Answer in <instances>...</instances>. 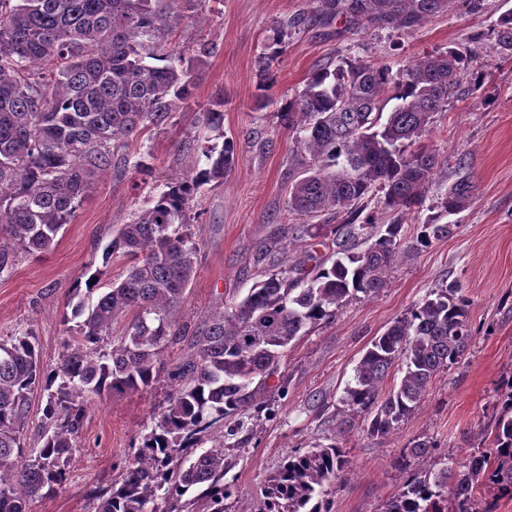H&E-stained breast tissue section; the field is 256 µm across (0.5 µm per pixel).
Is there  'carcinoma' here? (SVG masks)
I'll return each instance as SVG.
<instances>
[{
	"label": "carcinoma",
	"instance_id": "cac0c4a2",
	"mask_svg": "<svg viewBox=\"0 0 512 512\" xmlns=\"http://www.w3.org/2000/svg\"><path fill=\"white\" fill-rule=\"evenodd\" d=\"M448 2L318 0V7L323 20L343 18L351 28H410ZM183 21L167 0H0V273L20 254L51 251L93 179L117 157L128 162L122 149L193 98L200 62L214 47L165 49ZM497 37L511 52L512 13ZM283 43V30L274 31L260 71L270 70ZM472 63V54L450 48L396 71L359 59L315 67L279 113L296 134L300 168L287 207L294 217L338 221L302 226L310 237L332 239L335 259L310 270L303 261L273 264L241 301L226 308L219 299L191 331L177 317L196 272L191 203L232 170L236 155L229 139L219 150L186 139L182 150L201 152L208 166L168 183L152 206L120 225L102 268L71 288L76 303L63 322L76 324L60 364L41 363L30 332L0 341V512H28L30 499L64 487L91 399L143 390L164 375L172 388L166 406L120 481L92 494L96 512H226L234 484L224 482L231 466L224 444L186 459L183 442L205 423L263 404L267 379L307 329L349 300L380 292L399 260L451 233L440 220L470 205L475 186L465 176L429 208L416 236L401 229L424 207L438 166L424 140ZM202 120L222 128L224 101L212 102ZM371 203L393 220L379 224L371 213L356 223ZM117 253L128 261L126 275L100 293L102 270ZM468 308L459 289L440 288L371 340L342 398L369 433L386 435L417 412L433 380L460 362L473 338ZM118 322L125 330L114 337ZM187 336L195 357L168 369L165 353ZM393 371L399 381L384 392ZM40 387L47 391L43 444L27 451L30 397ZM347 464L339 439L287 452L261 491L259 512H330L328 496ZM191 490L197 495L184 499ZM505 496L512 498V375L477 452L458 466L434 462L410 474L382 512H496Z\"/></svg>",
	"mask_w": 512,
	"mask_h": 512
}]
</instances>
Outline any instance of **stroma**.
Returning <instances> with one entry per match:
<instances>
[{
  "mask_svg": "<svg viewBox=\"0 0 512 512\" xmlns=\"http://www.w3.org/2000/svg\"><path fill=\"white\" fill-rule=\"evenodd\" d=\"M188 24L170 41L192 50L215 45L202 65L190 108L160 129L144 132L138 153H150L151 175L112 166L88 189L57 245L39 258L18 256L0 274V338L30 331L44 365L56 367L68 338L62 322L68 296L86 280L119 225L129 223L196 159L178 145L200 129V111L223 100L224 125L210 141L232 139L238 162L195 200L192 230L199 241L196 274L180 308L196 326L217 301L243 298L271 261L325 253L319 240L297 233L288 215V182L297 168L295 136L278 113L302 91L316 64L363 59L399 68L431 51L465 46L479 56L480 90L449 98L426 146L439 159L429 188L435 202L459 177V163L477 186L471 205L448 216L449 236L399 261L387 288L348 302L311 328L287 353L261 409L249 410L227 454L226 481L238 495L231 512H254L256 497L287 451L342 441L349 460L330 494L331 512H380L404 478L403 453L434 442L433 459L462 464L492 414L499 383L512 375V52L497 43L498 22L512 0H451L447 10L411 28L354 31L342 21L313 18V0H180ZM289 22L284 51L271 77L257 66L276 23ZM268 248L271 258L259 257ZM456 285L470 301L474 339L461 363L436 378L423 408L390 433L370 435L362 419H348L342 402L353 370L374 336L432 289ZM169 393L167 381L96 401L75 440L65 488L36 498L29 512H95L91 493L111 486L133 455L152 416Z\"/></svg>",
  "mask_w": 512,
  "mask_h": 512,
  "instance_id": "obj_1",
  "label": "stroma"
}]
</instances>
